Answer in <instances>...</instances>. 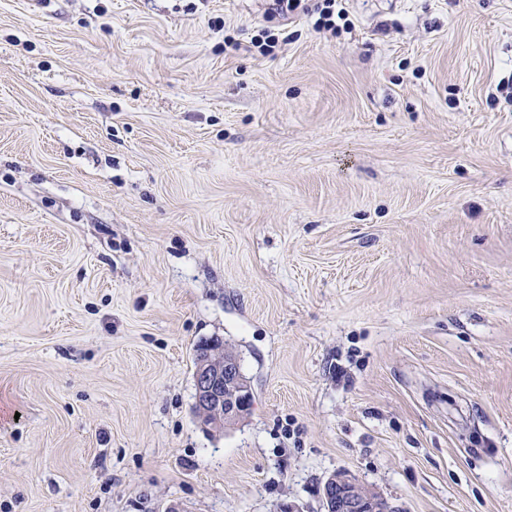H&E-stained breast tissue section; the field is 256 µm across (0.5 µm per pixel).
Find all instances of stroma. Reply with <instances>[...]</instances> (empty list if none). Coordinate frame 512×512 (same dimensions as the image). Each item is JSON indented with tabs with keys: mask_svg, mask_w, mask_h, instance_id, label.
<instances>
[{
	"mask_svg": "<svg viewBox=\"0 0 512 512\" xmlns=\"http://www.w3.org/2000/svg\"><path fill=\"white\" fill-rule=\"evenodd\" d=\"M344 6L0 0V512H512V0ZM322 2L317 7L319 17L315 21V26L317 28H327L336 33V30L339 29L336 19L346 20V13L342 6L343 0H322ZM216 344V342L211 343L210 346L214 347ZM210 346L209 342L198 346L195 368L200 361L207 359L210 351H213ZM240 367L237 361L224 359L221 365L212 366L201 362L195 369L194 410L205 425L212 423L222 427L233 425L249 410L253 393L245 382ZM225 385L237 386L239 393L233 397H224ZM210 415L221 416V419L212 422L209 419ZM325 512H398L346 474L330 476L322 488Z\"/></svg>",
	"mask_w": 512,
	"mask_h": 512,
	"instance_id": "1",
	"label": "stroma"
}]
</instances>
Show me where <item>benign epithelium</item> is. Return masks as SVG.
I'll return each instance as SVG.
<instances>
[{
  "instance_id": "7a95c632",
  "label": "benign epithelium",
  "mask_w": 512,
  "mask_h": 512,
  "mask_svg": "<svg viewBox=\"0 0 512 512\" xmlns=\"http://www.w3.org/2000/svg\"><path fill=\"white\" fill-rule=\"evenodd\" d=\"M194 410L204 424L209 416L220 417L217 424L236 423L249 410L253 393L235 360L220 365L202 362L194 372ZM325 512H398L387 502L346 474L330 476L322 488Z\"/></svg>"
}]
</instances>
